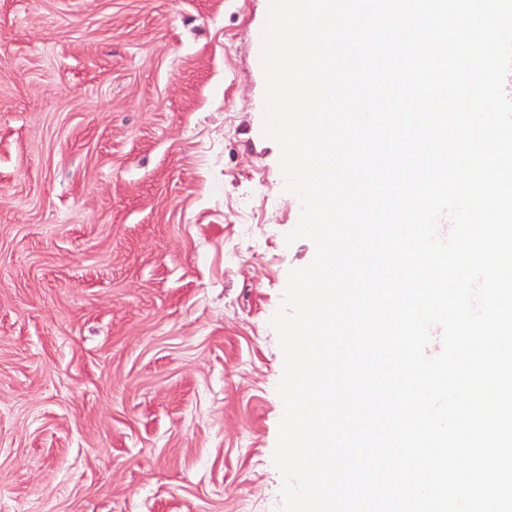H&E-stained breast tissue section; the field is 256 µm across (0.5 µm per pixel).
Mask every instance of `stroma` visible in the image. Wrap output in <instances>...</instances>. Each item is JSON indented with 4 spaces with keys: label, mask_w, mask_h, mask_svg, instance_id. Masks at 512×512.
<instances>
[{
    "label": "stroma",
    "mask_w": 512,
    "mask_h": 512,
    "mask_svg": "<svg viewBox=\"0 0 512 512\" xmlns=\"http://www.w3.org/2000/svg\"><path fill=\"white\" fill-rule=\"evenodd\" d=\"M268 7L0 0V512H279Z\"/></svg>",
    "instance_id": "stroma-1"
}]
</instances>
